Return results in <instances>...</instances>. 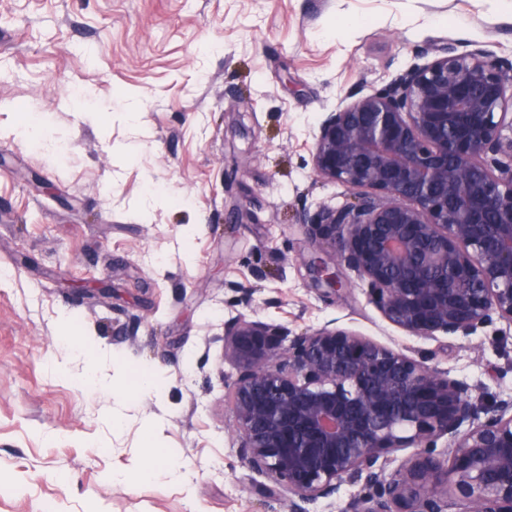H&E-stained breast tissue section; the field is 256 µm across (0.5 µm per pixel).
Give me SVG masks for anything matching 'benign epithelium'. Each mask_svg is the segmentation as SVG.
Wrapping results in <instances>:
<instances>
[{"mask_svg": "<svg viewBox=\"0 0 512 512\" xmlns=\"http://www.w3.org/2000/svg\"><path fill=\"white\" fill-rule=\"evenodd\" d=\"M512 64L443 47L379 92L345 96L318 127L316 178L354 202L302 220L314 245L367 280L411 336L512 326ZM312 286L343 283L320 256ZM273 325H224V381L246 467L311 512L362 484L346 512H512V399L485 408L463 382L357 331L324 325L281 346ZM447 438L445 457L429 448ZM417 448L387 477L380 458Z\"/></svg>", "mask_w": 512, "mask_h": 512, "instance_id": "obj_1", "label": "benign epithelium"}]
</instances>
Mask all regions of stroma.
<instances>
[{
	"instance_id": "35a3bbf8",
	"label": "stroma",
	"mask_w": 512,
	"mask_h": 512,
	"mask_svg": "<svg viewBox=\"0 0 512 512\" xmlns=\"http://www.w3.org/2000/svg\"><path fill=\"white\" fill-rule=\"evenodd\" d=\"M447 44L511 62L512 0H0V512H288L224 395L241 314L512 398V326L408 336L356 271L335 292L307 266L301 212L353 199L313 174L320 122ZM69 334L162 389L81 385ZM148 438L181 481L137 483Z\"/></svg>"
}]
</instances>
